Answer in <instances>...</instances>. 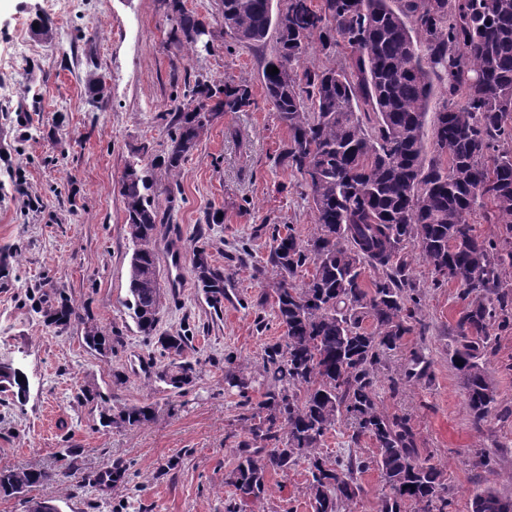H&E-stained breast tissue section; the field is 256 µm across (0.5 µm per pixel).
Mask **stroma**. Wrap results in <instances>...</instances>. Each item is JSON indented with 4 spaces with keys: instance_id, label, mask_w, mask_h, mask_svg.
I'll use <instances>...</instances> for the list:
<instances>
[{
    "instance_id": "1",
    "label": "stroma",
    "mask_w": 512,
    "mask_h": 512,
    "mask_svg": "<svg viewBox=\"0 0 512 512\" xmlns=\"http://www.w3.org/2000/svg\"><path fill=\"white\" fill-rule=\"evenodd\" d=\"M167 14L168 0H0V362L28 383L24 401L0 395V470L56 475L26 497L0 498V512H26L29 498L53 501L60 512H226L224 479L245 438L244 419L263 399V351L283 334L273 281L255 267L273 233L307 238L314 219L300 176L274 163L288 133L260 81L271 47L251 50L220 31L211 52L187 58L170 39ZM43 20L52 38L36 33ZM200 72L248 83L256 106L214 121L177 179L153 171L158 188L179 187L157 227L155 252L167 287L157 335L188 336L185 354L198 369L181 394L157 381L160 349L127 306L133 245L119 188L130 163L164 154L183 83ZM173 236L184 255L178 273L166 256ZM200 245L224 270L219 316L193 268ZM412 268L422 324L387 354L376 404L384 415L409 418L420 458L443 471L448 512H471L483 484L512 498V328L496 331L486 364L498 408L475 426L451 362L468 301L456 281L436 282L422 258ZM60 293L80 314L66 326L48 320ZM88 323L111 331V354L86 347ZM416 351L430 360V374L402 382ZM232 366L252 378L248 397L225 382ZM87 384L115 406L151 403L155 415L100 430L95 404L80 393ZM321 452L331 461L354 453L369 462L346 512H377L383 479L374 441L342 423ZM483 453L490 467L479 465ZM116 466L124 476L110 492L90 483ZM308 479L303 463L269 472L263 512H313Z\"/></svg>"
}]
</instances>
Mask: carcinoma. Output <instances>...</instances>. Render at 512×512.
Instances as JSON below:
<instances>
[{
	"mask_svg": "<svg viewBox=\"0 0 512 512\" xmlns=\"http://www.w3.org/2000/svg\"><path fill=\"white\" fill-rule=\"evenodd\" d=\"M168 7L173 43L200 54L195 35L207 22L182 0H168ZM219 13L224 33L247 47H262L275 34L261 75L266 101L288 130L277 163L301 176L315 224L305 240L273 236L267 265L256 269L275 280L284 336L265 348L264 400L245 418L247 439L227 484L237 499L256 504L268 492L269 471L286 474L303 459L314 512H341L361 492L366 462H330L320 447L345 422L353 436H369L378 448L384 486L377 512H404L408 502L417 512H446L441 471L418 457L406 417L378 411L375 386L384 355L401 346L418 319L403 253L412 244L436 281L460 283L469 298L457 321L453 362L466 375L474 425L496 405L485 359L491 327L512 324V0H283L276 10L273 0H219ZM313 43L336 64L300 67ZM272 66L279 73H267ZM254 105L248 84L196 76L185 84L164 155L124 173L120 196L134 246L129 307L147 337L164 302L152 249L161 218L151 169L177 176L211 115ZM477 207L485 223L505 225L499 236L474 234L469 216ZM310 263L311 278L293 286ZM368 266L382 274L367 285ZM198 282L212 308H222L224 270L209 263ZM74 316L62 297L50 320L65 326ZM85 343L112 350V336L94 325L86 327ZM157 344L169 358L158 367L159 381L176 390L191 386L196 369L182 359L187 336H160ZM429 370L415 352L403 380H421ZM21 375L18 368L0 374V392L22 397ZM153 414L149 404L116 413L103 405L100 424L136 426ZM47 479L40 470L0 471V496L17 497ZM511 507L489 486L471 502V512Z\"/></svg>",
	"mask_w": 512,
	"mask_h": 512,
	"instance_id": "carcinoma-1",
	"label": "carcinoma"
}]
</instances>
